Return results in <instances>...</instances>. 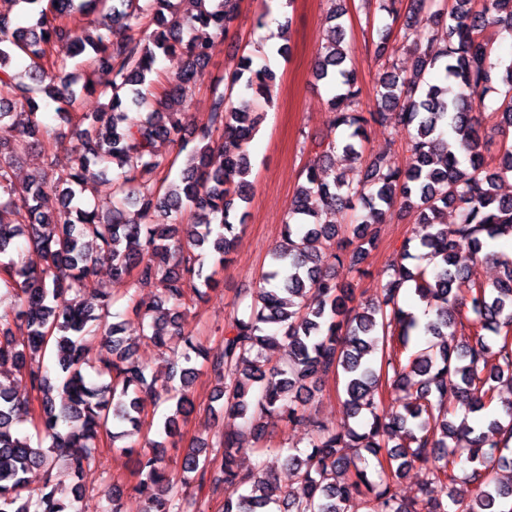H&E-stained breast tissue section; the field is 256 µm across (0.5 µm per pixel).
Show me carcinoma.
<instances>
[{"label": "carcinoma", "mask_w": 512, "mask_h": 512, "mask_svg": "<svg viewBox=\"0 0 512 512\" xmlns=\"http://www.w3.org/2000/svg\"><path fill=\"white\" fill-rule=\"evenodd\" d=\"M11 2L29 21L21 25L0 12V302L11 304L0 314V365L11 364L34 396L24 398L0 380V512H81L84 475L101 466V435L115 442L140 434L147 399L173 407L160 437H173L178 418L193 411L196 372L190 363L192 355L207 353L185 332L178 309L188 293L200 298L201 288L213 285L203 253L224 263L237 225L244 224L245 217L234 218L237 202L252 192L246 145L261 119L256 103L271 102L274 76L266 66L254 67L251 57L241 58L226 75L225 91L214 94L208 119L196 126L195 145L175 181L156 144L168 140L187 148L174 106L209 62V40L197 31L228 34L238 0L211 10L204 0ZM410 10L428 13L432 22L424 30L410 23L400 28L401 38L411 42L417 77L406 79L397 62L384 60L372 109L364 113L358 111L363 88L347 66L346 0H330L328 19L335 26L320 48L317 78L334 88L330 127L340 137L317 143L327 166L302 171L270 269L242 315L225 328L222 352L209 360L216 398L249 428L253 452L285 454L298 486L272 498L273 476L240 462L238 434H217L211 447L186 456L183 482L201 488L219 469L223 477L212 491L224 489L221 512H349L354 500L365 501L368 512H512V483L497 477L501 467L512 468V401L500 412L483 413L496 399L497 384L512 381V261L502 262L504 276L490 287L471 281L467 271L485 242L512 233V197L498 192L499 182L512 176V62H502L484 37L491 27L512 32V0H451L446 8L411 0ZM95 13L103 14L102 24L79 31L69 26L72 16ZM62 42L70 44V58H87L70 64L54 56ZM177 52L185 67L155 92L149 76L156 62ZM87 63L112 73L110 88L75 89V72L67 68ZM96 92L109 97L111 109L78 117L71 170L56 178L44 171L16 184L11 143L22 136L43 142L46 100L68 119L66 105ZM490 92L500 95L491 106ZM17 108L28 113L21 128L11 122ZM486 110L494 118L487 128ZM391 112L409 130V167L377 156L363 180L350 183L336 171V152L360 159L367 127L386 123ZM495 135L502 149L492 168L483 145ZM217 150L224 166L214 169ZM108 167L115 171L112 197L82 204L79 194ZM49 187L61 201L54 213L41 205ZM313 196L325 215L352 208L355 199L369 214L355 215L351 238L341 240L337 225L309 207ZM397 205L415 210L428 232L406 240L379 294L358 304L354 289L338 284L327 266L348 246L350 264H362L376 248V225ZM128 206L137 208V218L124 217ZM450 208L457 211L454 224L447 223ZM185 210L193 223L179 221ZM20 238L26 241L21 249ZM103 264L117 278L136 273L135 290L160 288L148 306L129 294L140 317L138 338L158 348H183V363L168 364L162 376L151 370L127 346L122 325L107 322L112 296L100 294L95 306L82 297L83 282ZM408 287L432 312L423 323L401 306ZM464 324L474 329L472 344L456 340ZM17 330L25 332L20 341ZM487 333L498 337L497 349L485 341ZM283 343L288 362L269 364L263 351ZM90 372L109 382L88 381ZM330 373L341 378L354 424L337 429L314 422L316 433L302 451L268 444L265 418L301 423V390ZM388 390L407 391L405 403L387 405ZM450 392L464 411L458 426L448 408ZM25 419L36 437L19 433ZM145 445L149 450L136 453V489L153 493L142 512H187L156 452L163 443L148 439ZM464 460L475 464V497L449 502L441 488L455 480ZM414 468L427 478L412 498L401 499L395 482ZM35 470L42 483L33 490L29 474Z\"/></svg>", "instance_id": "carcinoma-1"}]
</instances>
